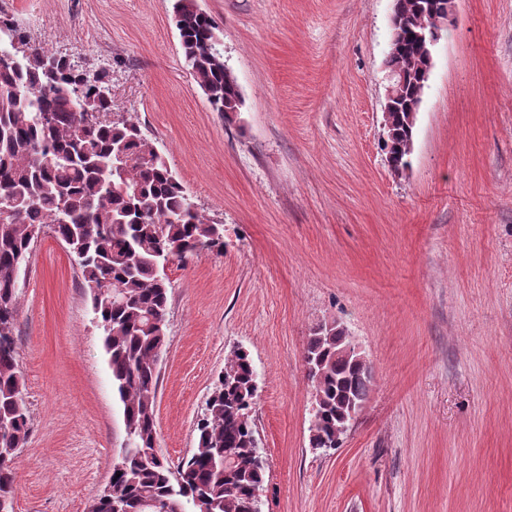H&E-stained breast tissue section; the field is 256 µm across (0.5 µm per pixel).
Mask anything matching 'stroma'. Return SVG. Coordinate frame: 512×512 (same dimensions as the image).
<instances>
[{"mask_svg": "<svg viewBox=\"0 0 512 512\" xmlns=\"http://www.w3.org/2000/svg\"><path fill=\"white\" fill-rule=\"evenodd\" d=\"M174 0H0L30 42L108 69L224 251L170 263L157 431L189 457L236 350L257 373L261 512H512V0H458L411 167L382 143L393 0H196L243 96L225 123ZM339 322L372 369L339 448L313 450L303 351ZM31 430L15 512H88L124 428L81 270L51 232L18 288Z\"/></svg>", "mask_w": 512, "mask_h": 512, "instance_id": "stroma-1", "label": "stroma"}]
</instances>
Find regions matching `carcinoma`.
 I'll list each match as a JSON object with an SVG mask.
<instances>
[{
    "label": "carcinoma",
    "mask_w": 512,
    "mask_h": 512,
    "mask_svg": "<svg viewBox=\"0 0 512 512\" xmlns=\"http://www.w3.org/2000/svg\"><path fill=\"white\" fill-rule=\"evenodd\" d=\"M436 2H396L401 52L388 66L404 73L409 96L419 93L426 60L418 33ZM173 22L212 111L239 120L242 93L225 74L217 22L194 0H175ZM2 32L25 49L0 69V512H14L19 449L31 429L13 336L18 272L46 227L58 239L76 238L128 443L112 466V494L96 498L89 512H252L267 465L252 448L256 370L248 353L227 359L196 423L191 456L173 466L158 446L156 356L167 344L170 288L164 268L199 249L223 250V225L190 205L165 156L137 122L113 112L112 97L100 95L112 83L109 70H75L66 57L27 44L0 6ZM415 127L407 113H391L385 134L396 175L410 167ZM118 150L132 163L114 175ZM343 336L318 325L304 350L315 362L312 448L338 445L352 402L365 401L372 386L367 366L337 355Z\"/></svg>",
    "instance_id": "cac0c4a2"
}]
</instances>
